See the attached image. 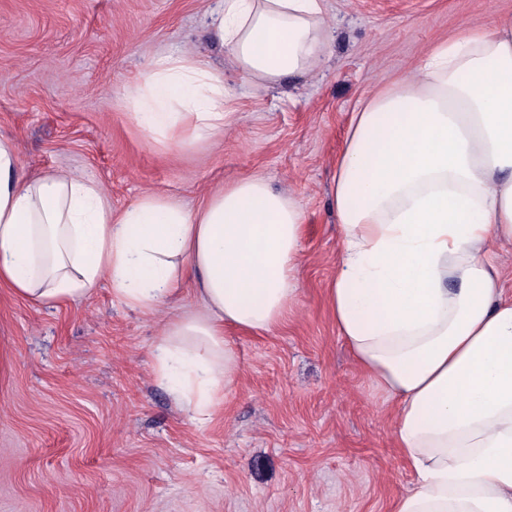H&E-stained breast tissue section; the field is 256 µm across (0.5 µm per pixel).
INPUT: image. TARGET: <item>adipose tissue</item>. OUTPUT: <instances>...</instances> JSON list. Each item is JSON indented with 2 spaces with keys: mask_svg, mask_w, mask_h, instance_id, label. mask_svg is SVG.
Wrapping results in <instances>:
<instances>
[{
  "mask_svg": "<svg viewBox=\"0 0 512 512\" xmlns=\"http://www.w3.org/2000/svg\"><path fill=\"white\" fill-rule=\"evenodd\" d=\"M206 30L268 86L309 74L333 38L326 0H218ZM125 98L162 146L193 148L235 115L223 69L189 49L156 55ZM330 195L343 241L327 306L394 401L415 476L393 512H512V296L492 251L512 244V12L360 102ZM303 230L300 204L259 175L193 212L150 192L116 213L94 180L24 175L0 137V285L53 306L106 283L153 315L193 281L199 305L164 324L154 371L200 422L239 373L226 328L268 332L290 312Z\"/></svg>",
  "mask_w": 512,
  "mask_h": 512,
  "instance_id": "obj_1",
  "label": "adipose tissue"
}]
</instances>
